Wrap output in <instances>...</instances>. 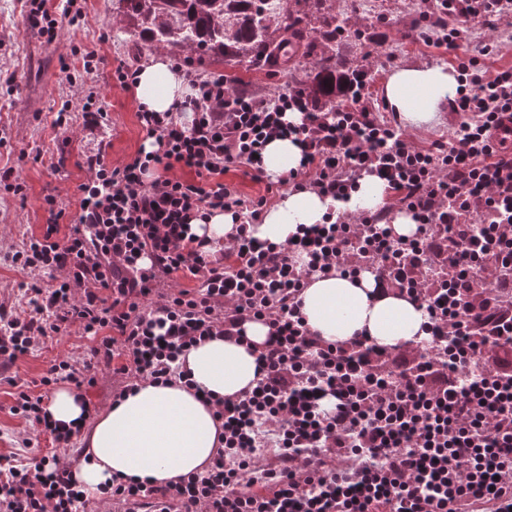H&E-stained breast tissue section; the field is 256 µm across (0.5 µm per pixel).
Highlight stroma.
<instances>
[{
    "label": "stroma",
    "instance_id": "obj_1",
    "mask_svg": "<svg viewBox=\"0 0 512 512\" xmlns=\"http://www.w3.org/2000/svg\"><path fill=\"white\" fill-rule=\"evenodd\" d=\"M59 23L58 38L46 44L38 30L31 27L21 0H0V169L12 168L24 187L16 194L0 186V302L26 310L28 298L25 274L12 267L9 252L28 238L40 235L46 222L42 208L47 194L58 196L66 216H73L80 197L79 186L86 179L81 167L83 153L96 143L106 146L104 160L115 166L145 144L146 138L137 119L139 101L134 91L98 81L94 88L108 121L97 129L86 128L81 114H74L69 129L54 127L53 119L73 93L68 76L82 77L83 58L88 52L102 57V71H110L118 61H131L133 55L149 60L152 48L132 53L131 44L113 34L112 0H48ZM79 23H72L73 15ZM386 18L387 53L390 68L368 65L366 84L371 87L370 101L378 105L380 118H391L384 108V85L391 68L402 66H445L443 50L406 39L417 24L418 16L408 0H378L373 12L348 15L344 52L363 57L369 49L361 32L378 30L379 18ZM69 73H62V66ZM91 342L78 335L49 339L41 349L20 357L13 369L18 384L39 379L56 357L88 351ZM12 385L0 384V455L29 460L43 447L32 427L20 416L11 414Z\"/></svg>",
    "mask_w": 512,
    "mask_h": 512
}]
</instances>
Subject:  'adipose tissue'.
Listing matches in <instances>:
<instances>
[{
  "mask_svg": "<svg viewBox=\"0 0 512 512\" xmlns=\"http://www.w3.org/2000/svg\"><path fill=\"white\" fill-rule=\"evenodd\" d=\"M456 91L454 72L442 66L396 68L384 86L387 105L407 125L435 120L439 105L454 98ZM135 92L147 110L176 113L191 87L165 54L158 53L139 70ZM301 165L302 150L293 138L273 140L263 151L262 166L270 177L299 170ZM333 206L331 198L312 190L288 193L265 212L261 223L253 225L252 234L272 244L285 243L300 226L324 223ZM301 299L309 327L328 342L359 334L377 348L398 350L425 335L422 304L385 287L367 271L314 275ZM245 334L242 342L224 337L198 342L179 359L186 381H143L92 418L84 413V398L78 391L60 387L49 405L52 418L78 423L90 454L74 468L78 482L93 490L118 475L164 485L202 472L221 446V427L207 397L236 396L257 381V352L268 328L251 322Z\"/></svg>",
  "mask_w": 512,
  "mask_h": 512,
  "instance_id": "ef3b65f1",
  "label": "adipose tissue"
}]
</instances>
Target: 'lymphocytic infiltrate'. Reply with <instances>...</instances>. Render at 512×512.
Here are the masks:
<instances>
[{"instance_id": "lymphocytic-infiltrate-1", "label": "lymphocytic infiltrate", "mask_w": 512, "mask_h": 512, "mask_svg": "<svg viewBox=\"0 0 512 512\" xmlns=\"http://www.w3.org/2000/svg\"><path fill=\"white\" fill-rule=\"evenodd\" d=\"M427 12L458 82L447 137L417 141L359 99L330 122L297 89L243 91L224 73H200L188 54L174 66L191 82L190 124L142 109L152 150L115 167L102 151L86 154L67 233L59 200L45 196L42 234L11 255L32 277V299L22 314L0 303V381L49 338L92 345L53 360L38 390L15 393L11 413L51 449L32 466L0 456V512H512V347L501 343L512 338V149L492 139L512 116V69L486 64L512 27V0H430ZM473 21L487 39L468 53ZM289 111L300 124L286 122ZM282 136L300 143L303 163L279 186L343 201L373 173L389 208L337 210L282 245L254 238L267 196L243 198L220 177L241 167L264 181L259 156ZM184 169L193 179L180 178ZM394 208L412 214L413 237L391 235ZM217 210L239 219L220 249L191 226ZM371 262L383 284L422 301L431 347L380 350L360 336L336 345L311 331L300 313L308 279ZM179 274L193 287H177ZM249 321L269 328L259 378L240 397L214 400L224 446L204 472L164 486L118 476L93 493L78 486L75 432L47 409L55 385L88 389L108 372L117 401L140 381L173 380L197 341L242 337ZM451 337L461 353L450 362L440 348ZM473 361L480 382L468 389L460 378Z\"/></svg>"}]
</instances>
